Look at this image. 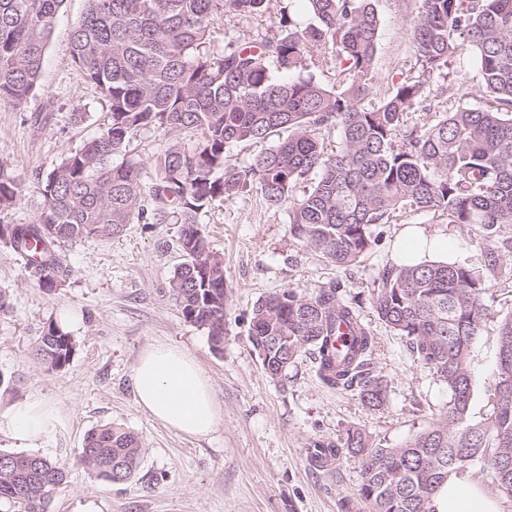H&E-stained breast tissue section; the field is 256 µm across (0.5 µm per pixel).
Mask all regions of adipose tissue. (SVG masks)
<instances>
[{"mask_svg":"<svg viewBox=\"0 0 512 512\" xmlns=\"http://www.w3.org/2000/svg\"><path fill=\"white\" fill-rule=\"evenodd\" d=\"M133 382L139 406L155 421L185 436H207L223 419L207 374L182 347L157 343L143 349ZM56 425L53 408L39 400L17 402L0 414V433L19 448L43 447ZM436 504L438 512H500L495 498L458 477L449 478Z\"/></svg>","mask_w":512,"mask_h":512,"instance_id":"obj_1","label":"adipose tissue"}]
</instances>
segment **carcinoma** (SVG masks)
<instances>
[{"mask_svg":"<svg viewBox=\"0 0 512 512\" xmlns=\"http://www.w3.org/2000/svg\"><path fill=\"white\" fill-rule=\"evenodd\" d=\"M65 0H0V100L27 104ZM316 23L285 16L274 37L211 48L215 15L261 17L270 0H86L70 34L71 56L110 104L111 121L64 157L46 178V205L31 224H1L0 239L51 288L68 269L59 250L106 238L128 224L181 225L186 262L171 291L184 318L224 343V262L207 249L199 214L214 199L259 192L271 207L288 204L290 232L338 267L373 248L375 228L419 211L485 231L483 265L426 261L392 264L374 279L371 303L380 321L407 340L412 356L448 389V408L404 443L376 445L360 429L339 442L316 441L332 457L357 459L362 482L341 512H437L448 476L473 465L491 493L512 496V314L498 320L492 410L469 416L471 348L490 316L484 292L512 282V0H416L407 29L415 75L380 95L375 58L381 20L374 0H306ZM476 60L486 102L403 129L428 81L463 50ZM336 53L335 81L319 82L326 51ZM149 124L175 141L145 166L113 157ZM335 128V150L324 133ZM189 133L196 141L185 142ZM278 136V144L242 165L226 163L229 145ZM402 136L400 148L394 139ZM308 182L296 198L292 188ZM18 183L0 163V210L12 207ZM353 342L337 350L341 325ZM250 338L265 372L282 376L304 353L327 386L356 390L372 408L386 402L374 370L375 337L335 285L311 296L282 290L257 302ZM72 336L51 323L36 354L50 370L69 363ZM141 439L122 426L90 430L79 462L119 484L138 468ZM66 466L29 452L0 450V507L48 512Z\"/></svg>","mask_w":512,"mask_h":512,"instance_id":"carcinoma-1","label":"carcinoma"}]
</instances>
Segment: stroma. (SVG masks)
<instances>
[{
  "instance_id": "stroma-1",
  "label": "stroma",
  "mask_w": 512,
  "mask_h": 512,
  "mask_svg": "<svg viewBox=\"0 0 512 512\" xmlns=\"http://www.w3.org/2000/svg\"><path fill=\"white\" fill-rule=\"evenodd\" d=\"M382 19L375 73L380 88L411 74L413 50L406 34L414 0H375ZM86 7L66 0L49 42L38 85L24 108L0 100V162L16 175L17 201L0 211V224H29L46 205L42 186L63 158L96 137L110 121V106L75 66L70 32ZM308 24L304 0H271L263 23L249 17L217 19L212 41L248 43L279 31L281 13ZM426 99L406 117L417 127L481 103L480 76L468 54L450 59L446 74L428 84ZM210 253L224 260V343L215 347L205 328L187 321L170 292L184 256L175 224H130L109 238L81 239L63 248L68 267L55 287L40 286L24 260L0 240V413L13 403L39 399L59 423L41 456L71 466L50 512H341L362 480L356 459L343 455L331 470L314 466L313 441H334L358 428L384 447L403 443L429 427L448 407V390L417 362L405 339L377 317L373 280L395 263L405 228L448 239V257L481 266L484 232L429 212L379 226V238L353 267L327 262L289 231L287 208L268 207L259 193L217 199L199 217ZM336 284L358 302L376 337L374 362L387 386V403L367 407L357 393L325 386L311 355L299 357L285 376L270 378L249 337L252 309L261 298L291 289L312 295ZM492 313L472 347L474 394L470 413L481 418L493 403L497 316L512 313V283L490 288ZM78 314L71 334L74 355L52 371L35 357L39 337L62 311ZM155 343L187 349L210 378L222 423L193 438L155 422L137 402L132 372L139 353ZM112 423L138 434L144 454L135 475L121 485L77 466L85 434Z\"/></svg>"
}]
</instances>
